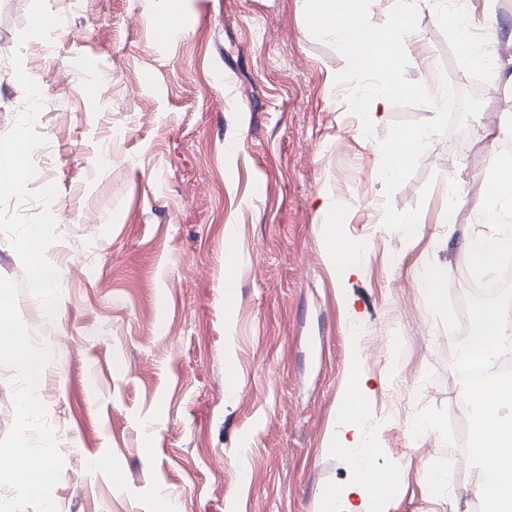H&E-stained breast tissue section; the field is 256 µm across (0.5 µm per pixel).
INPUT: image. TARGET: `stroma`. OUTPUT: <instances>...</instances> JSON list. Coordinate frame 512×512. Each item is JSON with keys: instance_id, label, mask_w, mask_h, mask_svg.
Listing matches in <instances>:
<instances>
[{"instance_id": "1", "label": "stroma", "mask_w": 512, "mask_h": 512, "mask_svg": "<svg viewBox=\"0 0 512 512\" xmlns=\"http://www.w3.org/2000/svg\"><path fill=\"white\" fill-rule=\"evenodd\" d=\"M174 3L189 30L156 41ZM46 4L68 28L49 52L17 43L30 0H0V135L24 107L9 62L18 49L40 81L50 146L28 188H57L56 356L40 398L65 459L58 512H323L327 489L352 478L331 438L355 375L369 389L361 445L402 473L377 512H479L457 337L412 270H446L463 302L471 277L458 243L492 157L512 142V0H493L500 41L486 49L506 98L474 99L452 119L435 100L395 95L367 127L345 92L356 79L346 56L305 26L308 0ZM468 6L482 0H428L397 83L412 84L425 61L438 79L470 78L438 18ZM104 75L110 95L86 94ZM404 128L431 130V153L396 179L373 175L376 147ZM104 150L111 165L99 163ZM326 195L345 207L340 231L358 249L345 281L324 261ZM393 213L417 214L422 235L406 238ZM228 239L243 258L232 270ZM423 379L418 410L434 429L412 444L389 407ZM435 474L447 500L429 493Z\"/></svg>"}]
</instances>
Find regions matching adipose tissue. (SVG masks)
<instances>
[{
    "mask_svg": "<svg viewBox=\"0 0 512 512\" xmlns=\"http://www.w3.org/2000/svg\"><path fill=\"white\" fill-rule=\"evenodd\" d=\"M372 0H310L309 16L318 23L316 32L344 51L354 72H361L360 61L368 56L373 60L371 71L378 79L391 81L393 73L403 64L416 38L414 20L422 0H391V19L387 25L373 22ZM465 59L481 66L486 55L480 42L472 37L476 27L474 12L442 14ZM429 131H398L382 145L377 155L389 177L399 176L409 162L430 145ZM321 222L326 241V258L340 278H348L357 267V258L350 246L338 234L341 209L332 197H324L320 207ZM367 387L363 380H355L346 390L336 412V448L342 451L356 472L350 484L330 489L326 495L329 512H372L376 499L396 493L388 473L367 474V449L361 448L359 424L366 403ZM358 495L360 504H352L351 495Z\"/></svg>",
    "mask_w": 512,
    "mask_h": 512,
    "instance_id": "1",
    "label": "adipose tissue"
}]
</instances>
